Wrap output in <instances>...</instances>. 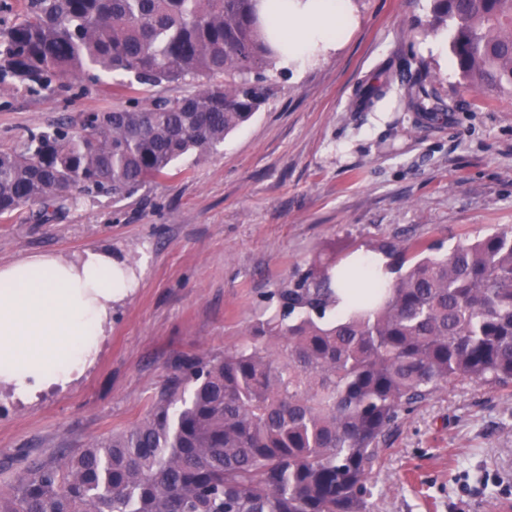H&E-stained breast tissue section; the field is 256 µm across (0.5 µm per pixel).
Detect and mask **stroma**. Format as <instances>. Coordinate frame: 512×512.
I'll use <instances>...</instances> for the list:
<instances>
[{
	"label": "stroma",
	"mask_w": 512,
	"mask_h": 512,
	"mask_svg": "<svg viewBox=\"0 0 512 512\" xmlns=\"http://www.w3.org/2000/svg\"><path fill=\"white\" fill-rule=\"evenodd\" d=\"M353 30L209 154L131 198H84L45 224L0 217V265L103 248L134 285L112 306L94 365L23 403L0 390V482L138 422L191 354L238 348L273 292L311 265L384 241L448 251L512 229V98L466 87L430 0H348ZM388 80L368 102V85ZM425 89L435 118L411 99ZM116 80L0 91V146L64 116L120 104ZM372 512H497L512 501V386L458 378L403 414L373 474Z\"/></svg>",
	"instance_id": "obj_1"
}]
</instances>
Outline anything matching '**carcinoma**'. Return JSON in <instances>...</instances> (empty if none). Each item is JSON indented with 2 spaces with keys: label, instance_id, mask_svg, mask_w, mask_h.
Returning <instances> with one entry per match:
<instances>
[{
  "label": "carcinoma",
  "instance_id": "cac0c4a2",
  "mask_svg": "<svg viewBox=\"0 0 512 512\" xmlns=\"http://www.w3.org/2000/svg\"><path fill=\"white\" fill-rule=\"evenodd\" d=\"M277 0H20L0 87L115 75L161 94L28 130L0 148V216L44 224L79 196L126 199L245 123L273 88ZM462 80L512 97V0H432ZM386 276L312 265L222 357L178 361L142 420L0 486V512H370L403 410L459 377L512 384V234L444 255L384 241ZM346 287L350 312H336Z\"/></svg>",
  "mask_w": 512,
  "mask_h": 512
}]
</instances>
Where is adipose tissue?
Returning a JSON list of instances; mask_svg holds the SVG:
<instances>
[{
	"label": "adipose tissue",
	"instance_id": "adipose-tissue-1",
	"mask_svg": "<svg viewBox=\"0 0 512 512\" xmlns=\"http://www.w3.org/2000/svg\"><path fill=\"white\" fill-rule=\"evenodd\" d=\"M275 19L288 61L335 44L349 24L345 0H309ZM130 284L127 269L103 250L0 266V388L33 400L80 379L98 356L113 302Z\"/></svg>",
	"mask_w": 512,
	"mask_h": 512
}]
</instances>
